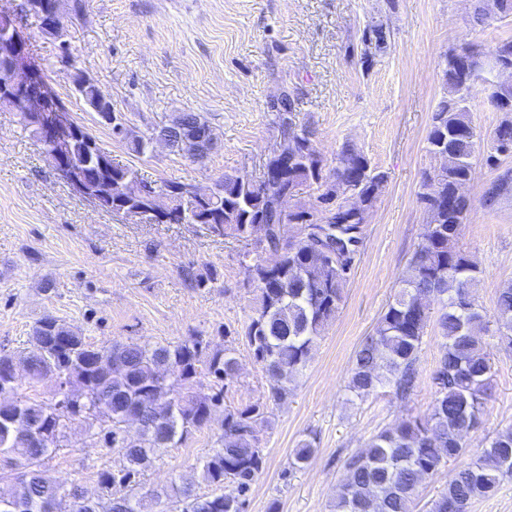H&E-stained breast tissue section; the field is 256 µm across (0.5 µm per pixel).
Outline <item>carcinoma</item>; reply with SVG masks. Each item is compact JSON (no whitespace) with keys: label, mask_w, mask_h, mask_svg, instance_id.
<instances>
[{"label":"carcinoma","mask_w":512,"mask_h":512,"mask_svg":"<svg viewBox=\"0 0 512 512\" xmlns=\"http://www.w3.org/2000/svg\"><path fill=\"white\" fill-rule=\"evenodd\" d=\"M45 3V14L37 20L42 33L50 37L54 36L51 25L84 12V0ZM489 54L512 70V39L497 42ZM475 55L471 48L452 49L441 63L445 95L433 111L427 151H446L456 163L423 173L422 182L436 183L442 199L420 195L426 214L422 240L373 334L356 350L346 385L354 400L388 387L408 404L417 388L418 354L428 327L434 325L443 343L431 374L432 406L423 416L399 418L345 461L331 512H413L419 488L451 462L456 464L455 472L429 512H470L473 502L491 494L503 477L512 476V427L495 433L486 446L472 452L462 443L465 434L482 424L494 373L491 343L480 336V325L488 320L476 302L484 271L470 262L460 245L471 201L456 196L457 187L470 180L476 158L477 133L467 101L477 87H483L490 106L501 113L486 163L497 165L500 148L512 145V88L499 84L496 71L476 68ZM73 84L99 124H105L104 115L116 120L112 132L128 140L134 152L150 151V144L161 137L177 152L185 150L176 125L164 123L135 135L112 113L111 103H97L96 85L85 83L78 72ZM277 125L280 139L288 143V156L267 157L263 179L222 176L204 202L183 196L184 182L164 181L161 187L169 190L171 199L159 217L140 210L142 189L149 181L117 164L99 165L109 152L87 128L80 127L83 140L70 147L80 159L86 142L94 146L97 156L90 160L96 165L97 191L123 187L122 204L113 206L112 213L149 224H196L205 215L207 229L245 243V256L252 257L246 271L255 288V306L244 335L255 360L273 381L270 395L243 408L224 407L221 446L202 461L203 481L215 486L230 482L237 494L197 496L185 489L180 512H245L264 464L258 426L270 423L269 404L287 400L344 300L355 256L336 258V250L352 241L349 227H338L341 199L349 188L358 195L359 211L349 217L350 223L360 224L387 184L386 172L373 167L353 145L342 146L336 166L327 172L311 127L281 121ZM319 189L318 204L303 202L305 194ZM285 191L291 199L286 215L278 205ZM511 192L512 180L505 174L486 191L484 205L491 207ZM303 224H324L339 232L316 239L303 235ZM493 323L496 345L512 349V281L498 291ZM32 342L39 350L31 356L0 355V464L19 474V489L12 500L20 512H98V503L87 500L80 485L59 483L43 468L44 459L60 449V440L76 421L85 423L104 447L120 449L125 459L119 471L98 473L112 512H144V498L123 489L150 467L160 451L180 447L192 432L207 425L213 408L223 400L220 384L232 381L238 369L232 349L208 354L209 344L200 336L166 345L96 346L52 316L33 329ZM15 364L24 365L33 381L54 372L66 379L70 389H58L59 399L52 405L18 397L10 373ZM206 375L214 378L213 384L204 383ZM97 401L105 409L95 414L91 406ZM132 411L139 416L140 431L135 442L126 445L122 422ZM314 453V441H302L293 450L290 467L301 466ZM467 454L470 460H462Z\"/></svg>","instance_id":"cac0c4a2"}]
</instances>
